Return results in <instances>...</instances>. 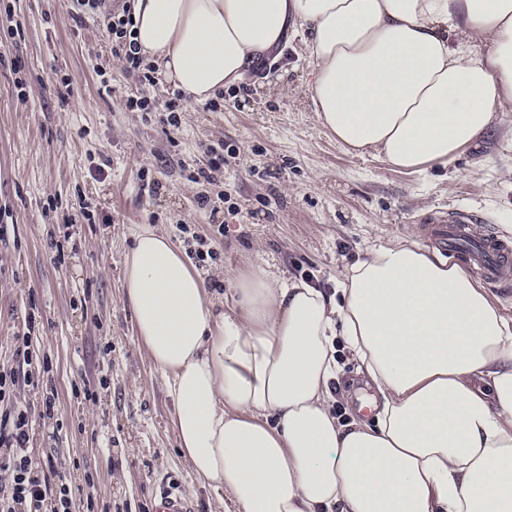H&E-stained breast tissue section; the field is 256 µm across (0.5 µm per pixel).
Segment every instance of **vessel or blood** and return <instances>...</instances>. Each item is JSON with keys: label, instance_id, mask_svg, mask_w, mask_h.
I'll return each instance as SVG.
<instances>
[{"label": "vessel or blood", "instance_id": "vessel-or-blood-1", "mask_svg": "<svg viewBox=\"0 0 512 512\" xmlns=\"http://www.w3.org/2000/svg\"><path fill=\"white\" fill-rule=\"evenodd\" d=\"M423 237L451 256H464L486 280L498 282L512 275V245L484 234L477 219L464 210L432 218L422 225ZM154 512H195L193 502L168 486L154 496Z\"/></svg>", "mask_w": 512, "mask_h": 512}]
</instances>
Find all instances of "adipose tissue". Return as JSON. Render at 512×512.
I'll return each instance as SVG.
<instances>
[{
  "mask_svg": "<svg viewBox=\"0 0 512 512\" xmlns=\"http://www.w3.org/2000/svg\"><path fill=\"white\" fill-rule=\"evenodd\" d=\"M140 54L192 103L301 39L319 126L400 171L448 167L512 112V0H131ZM136 334L179 450L237 512H512V319L463 264L368 249L334 295L260 259L216 310L171 239L126 256ZM374 422L330 410L335 340Z\"/></svg>",
  "mask_w": 512,
  "mask_h": 512,
  "instance_id": "ef3b65f1",
  "label": "adipose tissue"
}]
</instances>
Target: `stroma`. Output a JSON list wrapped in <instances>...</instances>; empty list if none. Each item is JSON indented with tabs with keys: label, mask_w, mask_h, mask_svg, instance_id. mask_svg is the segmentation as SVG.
Masks as SVG:
<instances>
[{
	"label": "stroma",
	"mask_w": 512,
	"mask_h": 512,
	"mask_svg": "<svg viewBox=\"0 0 512 512\" xmlns=\"http://www.w3.org/2000/svg\"><path fill=\"white\" fill-rule=\"evenodd\" d=\"M76 12L73 0H0V34L22 30L0 44V365L45 371L13 397L29 411L28 453L36 467L53 461L52 487L92 512H152L164 480L196 512H236L181 456L173 401L138 342L124 292L135 233L148 225L194 251L192 268L218 297L257 256L333 293L369 248L417 242L416 225L457 209L512 243V112L445 170L349 155L316 121L312 66L296 39L218 108L183 105L174 128L162 112L127 106L131 96L174 98L166 78L141 84L102 20ZM219 145L236 152L228 171L189 181ZM19 336L31 339L32 363L14 354ZM337 359L330 405L347 423L375 392L346 351Z\"/></svg>",
	"instance_id": "1"
}]
</instances>
